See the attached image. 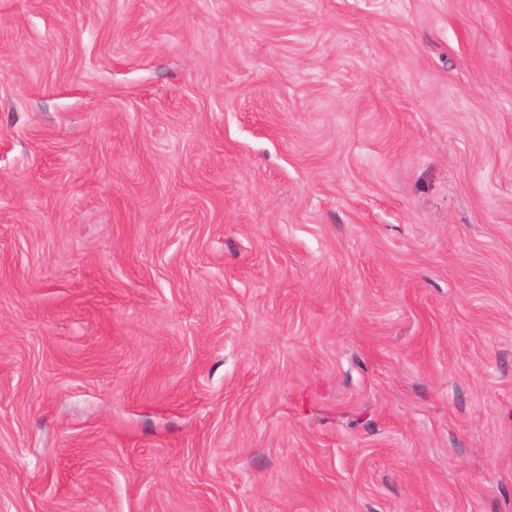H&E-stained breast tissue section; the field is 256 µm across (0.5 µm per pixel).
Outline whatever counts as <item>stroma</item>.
<instances>
[{
	"instance_id": "1",
	"label": "stroma",
	"mask_w": 512,
	"mask_h": 512,
	"mask_svg": "<svg viewBox=\"0 0 512 512\" xmlns=\"http://www.w3.org/2000/svg\"><path fill=\"white\" fill-rule=\"evenodd\" d=\"M0 512H512V0H0Z\"/></svg>"
}]
</instances>
